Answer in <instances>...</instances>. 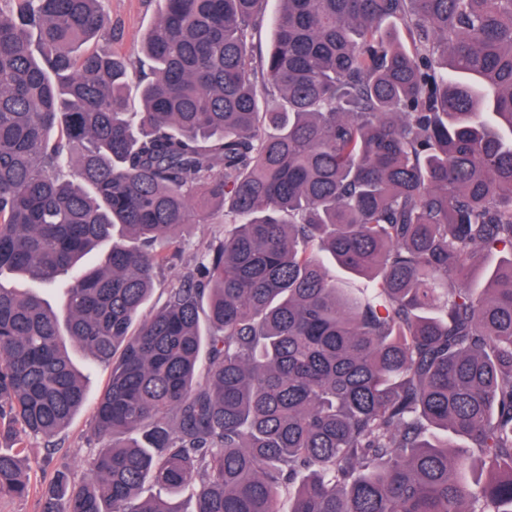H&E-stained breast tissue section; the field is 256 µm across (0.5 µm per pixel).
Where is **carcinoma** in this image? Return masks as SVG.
<instances>
[{
  "instance_id": "carcinoma-1",
  "label": "carcinoma",
  "mask_w": 512,
  "mask_h": 512,
  "mask_svg": "<svg viewBox=\"0 0 512 512\" xmlns=\"http://www.w3.org/2000/svg\"><path fill=\"white\" fill-rule=\"evenodd\" d=\"M266 2L160 0L132 112L125 61L78 53L106 0H0V274L65 296L0 286V435L69 425L72 342L103 445L40 512H512V0H279L256 59ZM215 222L218 224H194L190 227L172 264L161 270L152 296L142 309V317L149 315L151 310L163 301L167 288L177 285L183 276L195 268L200 254L207 245L215 237L224 235V217H217Z\"/></svg>"
}]
</instances>
